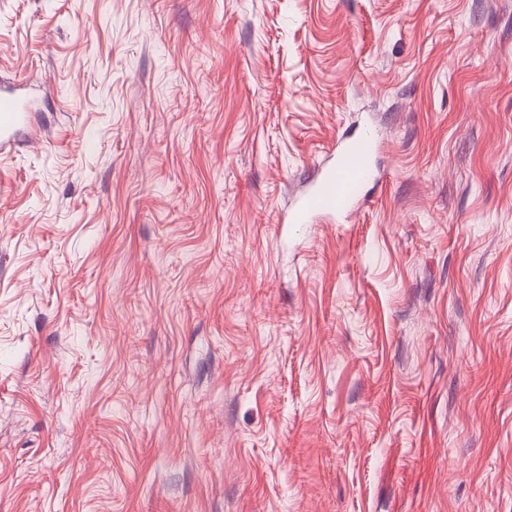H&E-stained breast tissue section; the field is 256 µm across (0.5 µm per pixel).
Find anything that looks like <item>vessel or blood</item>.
<instances>
[{"label": "vessel or blood", "mask_w": 512, "mask_h": 512, "mask_svg": "<svg viewBox=\"0 0 512 512\" xmlns=\"http://www.w3.org/2000/svg\"><path fill=\"white\" fill-rule=\"evenodd\" d=\"M30 107V101L16 90L0 88V154L11 147ZM376 143L377 136L371 130L350 140L337 155L335 165L296 210L293 223H305L308 215L315 212H341L356 203L373 178L371 158Z\"/></svg>", "instance_id": "obj_1"}]
</instances>
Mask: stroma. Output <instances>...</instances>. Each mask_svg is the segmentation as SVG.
<instances>
[{
    "label": "stroma",
    "instance_id": "obj_1",
    "mask_svg": "<svg viewBox=\"0 0 512 512\" xmlns=\"http://www.w3.org/2000/svg\"><path fill=\"white\" fill-rule=\"evenodd\" d=\"M2 82L0 512H512V0H0ZM31 101L24 99L12 88H0V154L11 148L15 132L21 126L31 107ZM377 143L376 133L366 130L350 140L336 157V163L293 215L294 224H304L315 212H341L361 197L373 179L371 158Z\"/></svg>",
    "mask_w": 512,
    "mask_h": 512
}]
</instances>
